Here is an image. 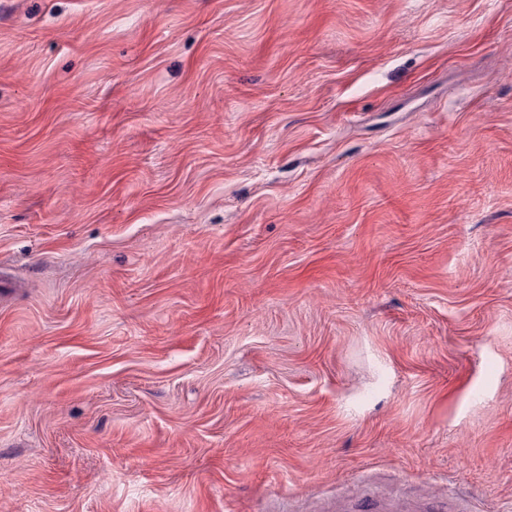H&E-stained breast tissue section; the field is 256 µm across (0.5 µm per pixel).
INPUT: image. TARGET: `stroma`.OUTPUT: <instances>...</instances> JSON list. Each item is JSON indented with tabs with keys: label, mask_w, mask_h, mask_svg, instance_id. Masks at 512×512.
<instances>
[{
	"label": "stroma",
	"mask_w": 512,
	"mask_h": 512,
	"mask_svg": "<svg viewBox=\"0 0 512 512\" xmlns=\"http://www.w3.org/2000/svg\"><path fill=\"white\" fill-rule=\"evenodd\" d=\"M0 512H512V0H0Z\"/></svg>",
	"instance_id": "1"
}]
</instances>
